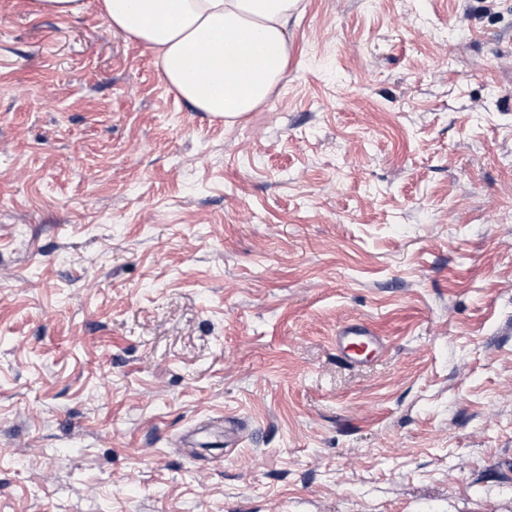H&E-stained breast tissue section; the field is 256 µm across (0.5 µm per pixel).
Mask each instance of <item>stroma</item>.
Returning <instances> with one entry per match:
<instances>
[{
	"instance_id": "35a3bbf8",
	"label": "stroma",
	"mask_w": 512,
	"mask_h": 512,
	"mask_svg": "<svg viewBox=\"0 0 512 512\" xmlns=\"http://www.w3.org/2000/svg\"><path fill=\"white\" fill-rule=\"evenodd\" d=\"M85 4L0 0V512H512V0H301L228 124ZM84 8V0H30V9L35 15L70 17L78 15ZM336 350L349 364L366 362L368 353L383 347V339L366 325L345 324L336 333Z\"/></svg>"
}]
</instances>
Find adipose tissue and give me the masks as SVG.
I'll return each mask as SVG.
<instances>
[{
    "label": "adipose tissue",
    "instance_id": "ef3b65f1",
    "mask_svg": "<svg viewBox=\"0 0 512 512\" xmlns=\"http://www.w3.org/2000/svg\"><path fill=\"white\" fill-rule=\"evenodd\" d=\"M300 0H98L112 28L148 47L168 87L212 119L265 103L288 65Z\"/></svg>",
    "mask_w": 512,
    "mask_h": 512
}]
</instances>
